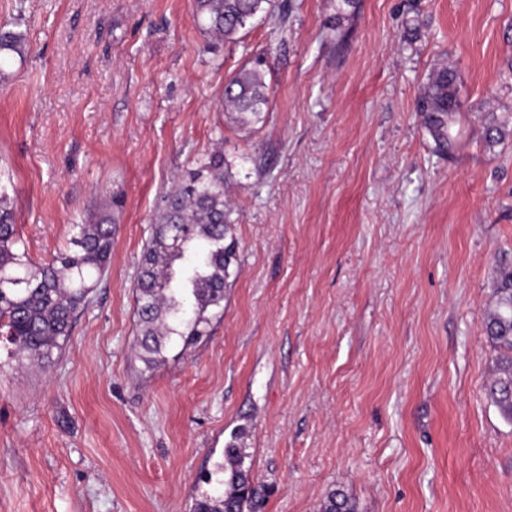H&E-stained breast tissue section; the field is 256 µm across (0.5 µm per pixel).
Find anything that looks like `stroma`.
Here are the masks:
<instances>
[{"instance_id": "1", "label": "stroma", "mask_w": 512, "mask_h": 512, "mask_svg": "<svg viewBox=\"0 0 512 512\" xmlns=\"http://www.w3.org/2000/svg\"><path fill=\"white\" fill-rule=\"evenodd\" d=\"M209 48L194 0H0V175L49 260L120 193L103 282L51 361L0 347V512H191L243 430L258 512H512L484 321L512 260V0H287ZM264 59L242 128L228 78ZM448 67L438 155L415 104ZM505 136L488 141L489 127ZM224 155L239 274L212 334L146 368L133 284L174 179ZM24 34L14 31L0 32V78L2 79V56L4 59L17 56L20 60L26 55ZM262 65L260 57L253 59L249 68L241 69L224 85L221 106L229 119L240 126L263 121L269 107ZM321 512H358L356 502L341 490H333L323 500Z\"/></svg>"}]
</instances>
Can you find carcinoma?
<instances>
[{
	"label": "carcinoma",
	"instance_id": "1",
	"mask_svg": "<svg viewBox=\"0 0 512 512\" xmlns=\"http://www.w3.org/2000/svg\"><path fill=\"white\" fill-rule=\"evenodd\" d=\"M194 20L214 44L236 41L247 23L278 8L276 0H195ZM26 55L24 34L0 32V57ZM261 58L253 59L224 85L221 106L229 119L245 127L263 121L269 107ZM434 151L454 147V114L461 100L448 68L429 77L416 102ZM188 176L164 197L142 255L135 289L140 326L139 358L152 368L166 360L167 347L186 350L210 336L212 319L224 314V290L236 261L237 243L229 236L231 209L224 201V155L205 153ZM116 234L115 219L105 209L73 225L68 244L43 264L33 261L21 240L12 198L0 184V338L18 360L50 361L70 340L73 324L90 294L106 274ZM495 305L485 325L494 356L486 395L512 420V265L499 269ZM242 433L225 443L224 459L206 476L214 493L196 499L192 512H253L254 489L244 468ZM320 512H358L341 490L323 500Z\"/></svg>",
	"mask_w": 512,
	"mask_h": 512
}]
</instances>
